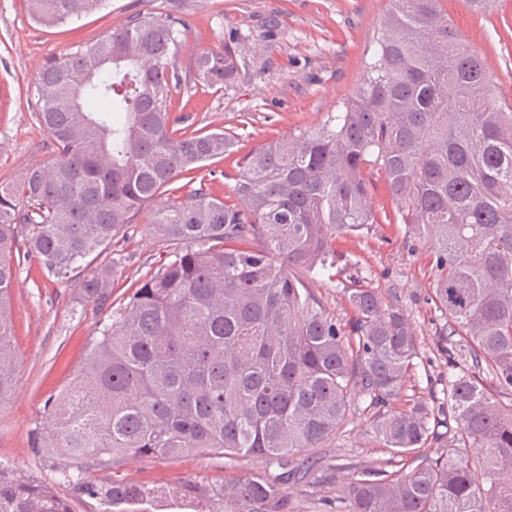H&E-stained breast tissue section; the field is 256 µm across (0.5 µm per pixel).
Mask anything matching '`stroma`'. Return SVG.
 Instances as JSON below:
<instances>
[{"mask_svg":"<svg viewBox=\"0 0 512 512\" xmlns=\"http://www.w3.org/2000/svg\"><path fill=\"white\" fill-rule=\"evenodd\" d=\"M388 0H104L100 9L44 27L30 18L25 0H0V181L20 180L30 167L51 163L54 154L37 117L35 83L49 60L123 26L135 15L178 21L177 66L188 71L204 50L229 45L236 51L238 75L229 86H183L174 94L173 112L190 129L221 128L240 140L241 151L278 136L314 130L359 83L372 49V35ZM459 38L484 61L500 99L512 102V0H494L483 13L464 0H442ZM365 181L381 216L355 235L337 236L336 265L315 273L309 286L327 313L348 323L353 311L343 288L359 280L406 310L418 333L412 391L429 405L443 400L448 357L437 331L442 318L431 300L434 278L426 244L391 222L396 204L385 177L366 169ZM150 211H143L123 243L129 264L118 271L113 301L137 288L144 277L169 260L170 249L153 234ZM83 272L66 279L44 278L37 267L21 269L14 281L13 314L18 382L0 407V469L56 485L74 512H104L99 500L62 484L51 463L32 447V433L44 407L84 363L89 344L112 310L82 300ZM389 452L372 437L361 408H352L341 434L324 447L293 456L294 465L319 459L335 466L332 484L316 506L294 493L289 512H332L330 505L349 474L387 468ZM276 472L262 458L233 463L214 456L181 459L130 458L108 470H92V483L107 480L171 489L185 481L205 485L250 471Z\"/></svg>","mask_w":512,"mask_h":512,"instance_id":"stroma-1","label":"stroma"}]
</instances>
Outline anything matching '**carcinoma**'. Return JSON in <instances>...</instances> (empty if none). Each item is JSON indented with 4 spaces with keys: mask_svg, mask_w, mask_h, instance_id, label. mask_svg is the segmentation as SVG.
Returning a JSON list of instances; mask_svg holds the SVG:
<instances>
[{
    "mask_svg": "<svg viewBox=\"0 0 512 512\" xmlns=\"http://www.w3.org/2000/svg\"><path fill=\"white\" fill-rule=\"evenodd\" d=\"M31 18L62 24L102 0H27ZM363 78L321 128L273 138L238 161L235 201L193 174L231 152L234 135L189 130L172 118L174 24L135 17L37 79V119L55 159L0 183V405L17 382L12 287L35 262L63 278L103 256L84 299H112L130 256L118 246L138 215L171 260L112 310L75 384L46 405L33 446L63 482L120 512H151L167 495L193 512H285L286 471L218 486L185 481L163 493L134 483L89 484L84 474L126 459L259 456L279 467L320 448L364 406L394 470L363 468L336 512H512V103L496 100L483 61L457 38L440 0H388ZM229 46L194 59L197 84L233 83ZM384 173L396 220L429 244L432 300L445 319L448 455L427 402L408 397L417 333L374 288L345 289L341 325L308 288L336 262L339 234L377 223L364 170ZM311 495L326 483L304 472ZM0 512H73L55 487L0 469Z\"/></svg>",
    "mask_w": 512,
    "mask_h": 512,
    "instance_id": "obj_1",
    "label": "carcinoma"
}]
</instances>
